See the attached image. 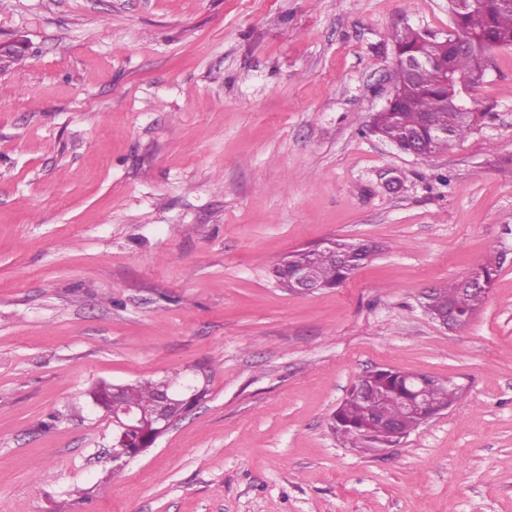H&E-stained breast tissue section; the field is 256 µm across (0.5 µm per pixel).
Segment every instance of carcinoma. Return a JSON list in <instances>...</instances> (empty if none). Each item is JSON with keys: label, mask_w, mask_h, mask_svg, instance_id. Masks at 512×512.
Here are the masks:
<instances>
[{"label": "carcinoma", "mask_w": 512, "mask_h": 512, "mask_svg": "<svg viewBox=\"0 0 512 512\" xmlns=\"http://www.w3.org/2000/svg\"><path fill=\"white\" fill-rule=\"evenodd\" d=\"M448 10L453 18V27L472 40L470 50L455 59L454 77L445 79L435 64L448 53L443 37L422 33L411 27L392 32L390 37L396 49L426 58L433 65L423 72L422 86L419 88L413 87L402 66H397L393 73V87L402 97L403 107L395 114L383 112L375 117V128L379 136L386 140L400 137L403 130L417 128L424 115L429 116L436 126L448 122V136L431 142L426 154L428 158L447 149L450 142L465 137L478 121L486 117V113L482 112L473 121H455L451 113L444 111L441 103L463 95L468 84L482 75L484 62L492 50L512 46V3L509 0H448ZM335 243L339 251L363 247L367 253L357 258L355 265L344 270L330 257L314 260L313 255L304 249L288 254L285 260L290 266L312 265L318 282L325 288H335L379 250V246L372 242L337 239ZM502 266L503 261L496 254L465 277L439 288L433 297L434 308H449L457 321L468 323L483 305ZM404 375L406 372L403 370L388 369L385 376L372 379L368 384L372 385L375 396L384 404L387 415L409 433L421 426L422 420L405 411L404 394L398 383ZM172 385L170 380L137 382L127 389L126 400L144 410H151L158 404L160 394ZM456 395L457 388L449 381H439L429 391L431 401L448 406L454 403ZM373 408V403L349 394L337 409L340 423L331 424V429L346 447L374 449L387 442V434L370 429L366 423V416Z\"/></svg>", "instance_id": "1"}]
</instances>
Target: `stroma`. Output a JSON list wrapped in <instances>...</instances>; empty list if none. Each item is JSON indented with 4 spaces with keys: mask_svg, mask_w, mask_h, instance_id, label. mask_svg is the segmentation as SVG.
<instances>
[{
    "mask_svg": "<svg viewBox=\"0 0 512 512\" xmlns=\"http://www.w3.org/2000/svg\"><path fill=\"white\" fill-rule=\"evenodd\" d=\"M406 25L445 35L448 0H0V512H512V265L459 330L423 307L512 245V47L421 160L371 131ZM326 239L380 250L282 288ZM376 368L459 396L343 447ZM165 378L202 398L113 474L89 391ZM28 44L23 36H15L9 40H0V75L11 67V61L17 55H25ZM336 249L338 251H350L356 247H363L367 250L361 257H358L354 266L348 267L344 270L335 263L331 257H327L321 261H315L313 255L303 250H297L284 258L288 262V266H303L312 265L314 274L323 288H336L343 283L352 273L358 270L379 250V246L372 242H347L343 240H334ZM278 278L283 279L288 290L299 295H310L319 289V284L313 278L308 268H296L288 270L285 265H278Z\"/></svg>",
    "mask_w": 512,
    "mask_h": 512,
    "instance_id": "1",
    "label": "stroma"
}]
</instances>
